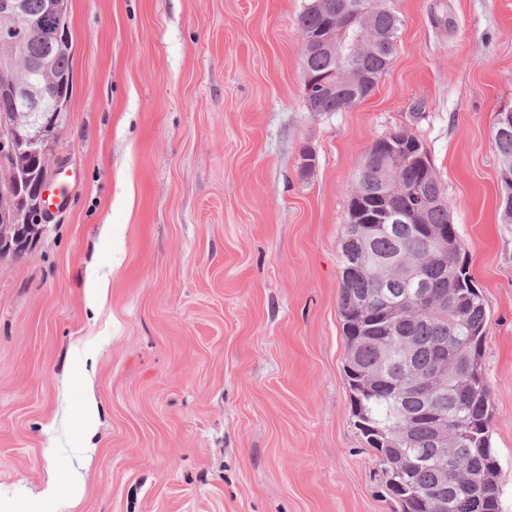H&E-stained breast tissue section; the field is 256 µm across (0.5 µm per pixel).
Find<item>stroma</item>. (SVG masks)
Returning <instances> with one entry per match:
<instances>
[{
    "label": "stroma",
    "mask_w": 512,
    "mask_h": 512,
    "mask_svg": "<svg viewBox=\"0 0 512 512\" xmlns=\"http://www.w3.org/2000/svg\"><path fill=\"white\" fill-rule=\"evenodd\" d=\"M303 4L69 0L73 90L47 154L75 188L26 254L0 257V512H400L350 413L339 312L358 165L397 131L423 143L486 304L512 512V224L493 139L512 108V0H394L393 61L344 112L305 103ZM91 262L108 284L93 310Z\"/></svg>",
    "instance_id": "stroma-1"
}]
</instances>
